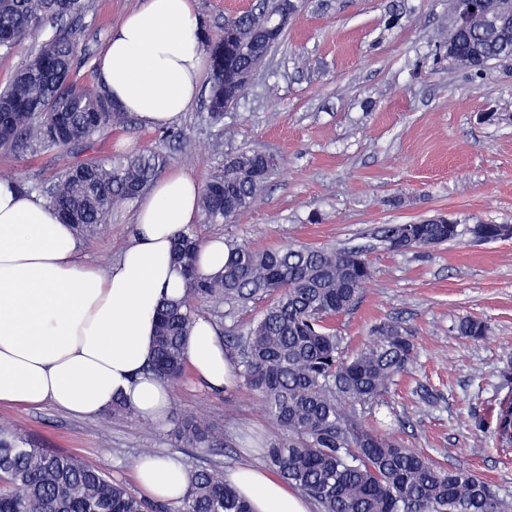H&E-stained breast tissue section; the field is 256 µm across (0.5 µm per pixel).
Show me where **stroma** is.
I'll use <instances>...</instances> for the list:
<instances>
[{"label": "stroma", "instance_id": "35a3bbf8", "mask_svg": "<svg viewBox=\"0 0 512 512\" xmlns=\"http://www.w3.org/2000/svg\"><path fill=\"white\" fill-rule=\"evenodd\" d=\"M79 23L82 54L76 84L97 83L96 62L112 27L139 0H90ZM448 0H303L283 42L268 56L238 104L211 125L196 101L176 126L187 140L164 139L137 118L103 131L90 151L14 154L0 151V176L37 185L64 163L87 155L160 146L167 169L207 182L224 156L259 151L281 156L262 199L232 224H196L199 240L232 236L256 250L291 243L366 248L373 275L358 305L336 318L346 352L362 347L371 327L397 321L414 334L418 356L383 402L362 412L366 426L404 447L488 480L512 505V453L497 447L475 419L491 420L511 387L512 238L474 244L462 238L435 248L393 252L377 239L383 224L475 213L512 224V61L490 63L475 77L450 67L439 35ZM134 208L113 213L81 248L108 269L120 256ZM485 322L473 341L460 319ZM436 396L426 406L422 395ZM207 419L224 430L217 449L189 448L174 431ZM48 451L63 452L137 491L133 477L144 449L170 455L188 471L220 472L263 464L260 445L279 435L260 397L242 384L212 389L192 373L173 388L165 422L104 410L95 418L44 404L0 406V422Z\"/></svg>", "mask_w": 512, "mask_h": 512}]
</instances>
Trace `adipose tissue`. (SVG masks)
Here are the masks:
<instances>
[{
  "label": "adipose tissue",
  "instance_id": "1",
  "mask_svg": "<svg viewBox=\"0 0 512 512\" xmlns=\"http://www.w3.org/2000/svg\"><path fill=\"white\" fill-rule=\"evenodd\" d=\"M196 0H141L110 32L97 80L147 128L171 125L198 98L208 66ZM200 185L185 171L160 176L142 198L133 232L107 271L80 258L70 225L40 196L0 179V406L45 403L81 417L115 400L153 421L165 418L171 385L148 371L157 312L185 292L171 261L174 235L199 223ZM187 363L207 386L232 378L224 343L196 318ZM136 482L150 499L179 504L189 486L183 464L142 457ZM253 512H308L300 495L262 467L225 475Z\"/></svg>",
  "mask_w": 512,
  "mask_h": 512
}]
</instances>
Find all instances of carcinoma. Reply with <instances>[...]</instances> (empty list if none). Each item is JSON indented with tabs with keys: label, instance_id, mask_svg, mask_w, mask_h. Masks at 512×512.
Wrapping results in <instances>:
<instances>
[{
	"label": "carcinoma",
	"instance_id": "1",
	"mask_svg": "<svg viewBox=\"0 0 512 512\" xmlns=\"http://www.w3.org/2000/svg\"><path fill=\"white\" fill-rule=\"evenodd\" d=\"M89 0H0V53L16 47L46 25L56 28L0 88V149L67 151L89 147L105 129L122 126L118 109L101 86L78 87L70 80L82 53L78 30L61 26L80 17ZM462 29L448 28L445 42L476 59L480 70L492 61L512 60V37L491 28L486 14L470 10ZM277 0H259L229 19L243 45L224 50V30H202L210 61L208 119L224 123V69H247L255 53L281 42L253 44L251 37L272 26ZM165 156L158 147L127 155L99 156L65 166L45 189L49 204L81 238L94 237L112 212L136 202L160 177ZM276 156L243 151L224 158L202 189L203 223L232 224L263 194L276 172ZM488 241L502 237L503 224L471 214L452 224L420 221L383 224L377 237L388 249L407 252L469 236L472 228ZM199 243L193 231L178 232L172 250L186 279L178 303L158 312L154 356L156 376L177 383L186 366L185 346L198 302L223 303L234 310L266 302L261 317L242 332L225 336L236 376L262 395L281 436L265 450L268 464L288 485L317 503L321 512H508L491 485L472 472L447 467L386 434L365 427L359 411L379 402L416 355L411 331L398 322L372 327L361 351L343 355L333 325L349 312L372 275L363 251L335 246L292 245L258 251L233 237L224 239V271L196 272ZM457 331L470 339L487 325L465 318ZM498 447L512 448V395L499 404L492 428ZM176 439L190 448L224 443L221 428L205 419L179 426ZM0 512H252L249 504L215 469L190 474L177 507L148 502L101 470L72 455L49 453L8 424H0Z\"/></svg>",
	"mask_w": 512,
	"mask_h": 512
}]
</instances>
